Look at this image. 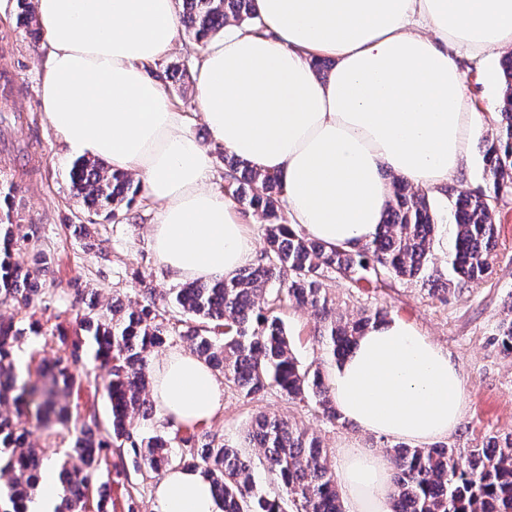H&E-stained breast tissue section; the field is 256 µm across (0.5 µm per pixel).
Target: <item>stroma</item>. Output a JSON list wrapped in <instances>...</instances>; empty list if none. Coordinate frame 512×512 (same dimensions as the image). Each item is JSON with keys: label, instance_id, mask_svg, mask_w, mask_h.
<instances>
[{"label": "stroma", "instance_id": "obj_1", "mask_svg": "<svg viewBox=\"0 0 512 512\" xmlns=\"http://www.w3.org/2000/svg\"><path fill=\"white\" fill-rule=\"evenodd\" d=\"M189 55L178 49L153 72L175 106L193 119L192 135L209 143V132L190 94L194 69ZM43 65L40 45L17 29L15 0H0V72L9 87L0 90V220L11 219L31 238L15 247L13 259L22 267L39 266L38 282L46 288L43 303L23 308L0 303V320L19 325L39 324L42 333L25 339L15 349L17 373L39 381L40 360L68 355L71 344L82 336V305L76 290L93 295L100 307L113 298L140 305L146 289L160 292L175 288L166 269L156 259L149 241V229L157 209L145 197L117 218L85 208L75 198L68 171L72 159L61 150L46 120L39 98V72ZM461 69L477 111L484 124L478 137L485 140L497 132L496 113L487 112L489 100L501 99L503 85L498 59L479 65L465 60ZM492 218L499 228L496 257L491 275L480 284L449 294L447 301L430 295L419 281L391 288H358L345 280L328 281L326 292L336 316L355 318L363 311L386 310L389 316L405 320L445 349L466 382L465 411L447 443L459 448L482 444L492 434L512 432V357L492 345L500 322L512 314V193L494 204ZM77 224L95 227L92 239L74 234ZM295 357L302 366L322 365L323 356L314 335L315 320L305 307H287L281 313ZM64 397L72 422L89 413L107 418L110 402L105 390V370L93 367ZM275 414L320 436L329 457L358 440L375 452H382L384 439L357 431L353 426L331 424L301 404H291L278 393L248 399L232 388L224 390V408L199 432L223 434L225 440L246 447L244 435L254 418ZM250 456L256 448L246 447ZM110 484L112 512H152L154 480H142L134 473L132 459H113Z\"/></svg>", "mask_w": 512, "mask_h": 512}]
</instances>
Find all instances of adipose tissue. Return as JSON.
Returning a JSON list of instances; mask_svg holds the SVG:
<instances>
[{
  "instance_id": "obj_1",
  "label": "adipose tissue",
  "mask_w": 512,
  "mask_h": 512,
  "mask_svg": "<svg viewBox=\"0 0 512 512\" xmlns=\"http://www.w3.org/2000/svg\"><path fill=\"white\" fill-rule=\"evenodd\" d=\"M264 27L209 39L193 96L209 144L190 135L152 67L177 46V0H36L44 34L41 108L67 154L139 178L157 204L150 241L175 280L231 278L255 252L234 205L210 185L223 148L278 176L288 222L308 238L359 246L383 221L390 177L433 190L466 170L483 120L458 57L512 49V0H254ZM333 67L317 75L312 62ZM174 424L224 406L210 366L175 352L154 369ZM337 411L362 432L426 447L464 412L447 352L406 321L371 324L329 367ZM338 480L347 512H391L392 466L352 441ZM155 512H223L210 480L174 468Z\"/></svg>"
}]
</instances>
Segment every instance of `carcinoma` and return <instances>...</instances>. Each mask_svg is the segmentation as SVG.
<instances>
[{
    "label": "carcinoma",
    "instance_id": "1",
    "mask_svg": "<svg viewBox=\"0 0 512 512\" xmlns=\"http://www.w3.org/2000/svg\"><path fill=\"white\" fill-rule=\"evenodd\" d=\"M256 25L253 0H181V31L202 49L228 21ZM504 96L501 127L484 145L486 188L460 192L453 202L454 245L449 273L431 266V248L438 219L429 194L396 179L383 224L374 239L355 249L309 239L288 224L282 209L278 178L221 151L224 157V195L247 216L265 224V249L256 264L239 270L230 280L189 281L169 294L154 295L150 303L130 310L120 300L107 311L86 305L82 318L91 333L95 361L108 369L107 393L111 417L90 413L72 429L66 416L55 412L61 394L75 383L71 367L82 361L81 341L69 355L55 361L41 376L50 383H17L14 348L35 326L21 328L0 321V403L13 400L17 412L35 404L36 419L46 429L61 426L71 435L61 463L65 483L64 508L57 512H86L96 496V512H108L110 480L100 465L114 452L129 450L134 469L147 479L172 467L200 469L224 501V512H345L338 477L319 437L282 417L260 415L248 430L249 443L262 450L263 463L279 480L285 496H268L257 488L253 459L226 443L217 433L199 434L184 426L178 438L180 452L161 434H145L137 422L153 419L146 399L150 382L149 356L166 343L156 323L158 306L186 316L179 333L190 351L227 386L246 398H262L276 391L291 403H305L329 421L344 425L333 404L327 374L302 367L294 356L277 310L288 303L309 307L316 319L315 334L327 362L346 356L355 339L381 313L344 321L330 314L325 283L344 279L371 288L392 287L396 281L425 280L440 291L481 283L490 273L497 232L492 208L503 193H512V56L502 62ZM74 196L108 217L121 205L131 207L141 186L125 172L112 171L98 161L80 157L69 170ZM6 230L0 243V301L34 307L44 289L36 271L11 261L14 244L25 242ZM492 344L512 355V318L499 326ZM393 466L391 512H512V432L486 438L480 447L455 448L437 444L412 447L404 442L384 446ZM44 457L28 441V431L17 417L0 414V512H27L36 495Z\"/></svg>",
    "mask_w": 512,
    "mask_h": 512
}]
</instances>
